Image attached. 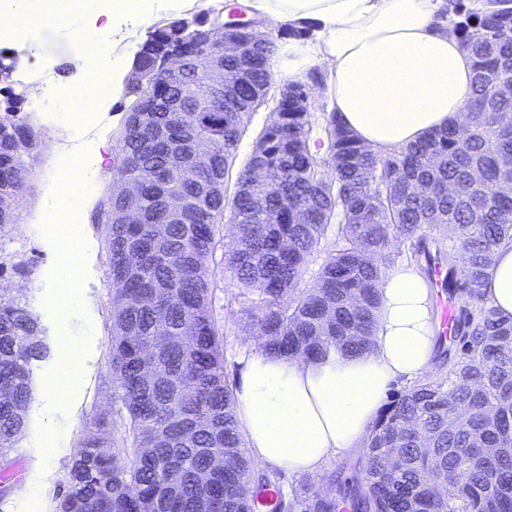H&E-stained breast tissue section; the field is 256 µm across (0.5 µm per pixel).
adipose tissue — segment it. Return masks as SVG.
<instances>
[{
    "instance_id": "ef3b65f1",
    "label": "adipose tissue",
    "mask_w": 512,
    "mask_h": 512,
    "mask_svg": "<svg viewBox=\"0 0 512 512\" xmlns=\"http://www.w3.org/2000/svg\"><path fill=\"white\" fill-rule=\"evenodd\" d=\"M13 2L0 14V26L31 33L44 20L60 27L77 20L84 39L112 45L111 82H104L95 63L74 67L56 107L69 122L88 90L100 101L124 95L135 54L155 26L210 0H106L82 20L73 0ZM247 2L268 26L313 28L315 40L289 38L281 72L293 77L311 65L326 68L334 112L371 150L389 154L463 121L471 60L456 36L434 27L443 0ZM483 291L490 306L512 315V243L495 249ZM379 296L366 353L336 352L312 362L249 353L235 413L256 462L312 477L331 458L363 455L391 385L432 368L433 304L419 269L412 264L389 269Z\"/></svg>"
}]
</instances>
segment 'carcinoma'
<instances>
[{
    "instance_id": "cac0c4a2",
    "label": "carcinoma",
    "mask_w": 512,
    "mask_h": 512,
    "mask_svg": "<svg viewBox=\"0 0 512 512\" xmlns=\"http://www.w3.org/2000/svg\"><path fill=\"white\" fill-rule=\"evenodd\" d=\"M472 59L470 134L452 127L381 155L361 144L334 112L297 111L308 84H288L234 183L238 239L218 253L224 177L262 90L272 85V35L251 37L224 66L245 81L207 95V20L182 19L149 32L143 46L177 36L194 54L180 82L137 52L130 103L118 129L109 194L95 207L112 278V376L125 417L112 437L90 436L68 474L55 512H254V493L275 483L255 472L234 414L213 274L230 272L264 351L318 360L372 346L377 288L393 243L419 267L448 263V288L480 298L496 247L512 242V98L493 99V81L512 68V0H449L441 17ZM38 132L0 117V229L15 223L18 173ZM205 140L191 180L180 176L175 143ZM140 185V220L125 223L117 189ZM179 196L178 213L165 201ZM334 229L335 249L317 282L303 268ZM460 355L448 373L393 393L368 436L360 476L320 492L278 494L274 512H512V317L485 303L461 307ZM38 321L0 293V451L27 424L30 366L45 356ZM156 374L142 378L148 355Z\"/></svg>"
}]
</instances>
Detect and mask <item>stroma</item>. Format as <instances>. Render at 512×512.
Listing matches in <instances>:
<instances>
[{"instance_id":"1","label":"stroma","mask_w":512,"mask_h":512,"mask_svg":"<svg viewBox=\"0 0 512 512\" xmlns=\"http://www.w3.org/2000/svg\"><path fill=\"white\" fill-rule=\"evenodd\" d=\"M85 50L83 40L50 23L29 36L0 37V62L11 67L8 79L0 81V111L11 91L33 85L42 88L47 104L37 110L26 98L17 105L20 116L39 129L41 143L29 162L31 175L15 222L0 231V286L11 287L12 297L38 320L49 351L32 365L28 424L13 447L0 452V472L22 471L20 481L0 483V512H54L65 477L90 431L100 425L112 429L117 419L109 331L112 281L94 211L112 182L122 115L110 104L65 123L48 109L59 99L73 62ZM81 167L91 171L92 182L75 221L81 240L74 266L76 284L64 293L59 288L63 273L56 238L49 230L55 221L52 198L59 178ZM215 282L227 373L237 382L254 330L248 303L238 296L230 274L216 272ZM64 346L79 354L77 382L59 385L53 396L48 380L62 369L56 351Z\"/></svg>"}]
</instances>
